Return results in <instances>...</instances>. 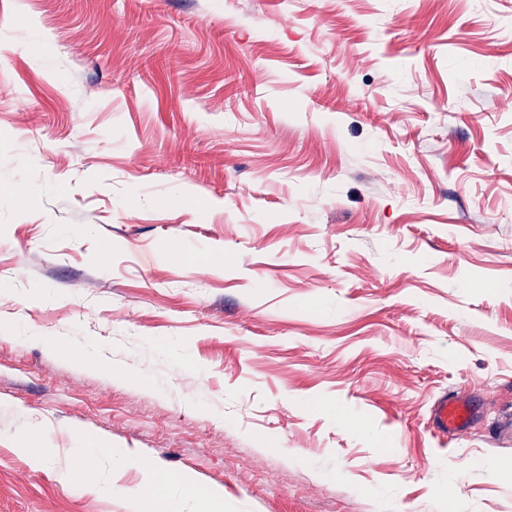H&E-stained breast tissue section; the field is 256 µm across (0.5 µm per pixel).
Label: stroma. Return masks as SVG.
<instances>
[{"label":"stroma","instance_id":"1","mask_svg":"<svg viewBox=\"0 0 512 512\" xmlns=\"http://www.w3.org/2000/svg\"><path fill=\"white\" fill-rule=\"evenodd\" d=\"M509 421L512 0H0V512H128L79 428L161 512H512ZM478 413L471 397L444 394L438 397L430 410L433 430L439 437L454 441L458 433L466 430ZM14 451L25 456L35 467H46L50 461L52 449L37 438L24 437L19 440ZM93 439V447L80 450L72 460L70 468L58 474V481L65 487L77 488L83 485L85 477L94 471L102 457L111 458L113 463L124 469H133L141 478V487L137 492L131 493L134 498L133 512L158 511L155 501L149 494V489L160 476L159 466L152 460L130 453L118 452L112 444L102 437ZM175 487L180 493L181 500L191 506L189 512H223L224 491L220 488H211L203 497L196 491L195 480L184 473L175 482Z\"/></svg>","mask_w":512,"mask_h":512}]
</instances>
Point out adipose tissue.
Listing matches in <instances>:
<instances>
[{"label": "adipose tissue", "mask_w": 512, "mask_h": 512, "mask_svg": "<svg viewBox=\"0 0 512 512\" xmlns=\"http://www.w3.org/2000/svg\"><path fill=\"white\" fill-rule=\"evenodd\" d=\"M76 438L82 442L92 441L93 446L91 449L78 451L70 468L59 473L58 480L63 486H82L86 476L96 469L99 459L108 457L121 468L137 471L141 478V487L133 494V512H155L156 503L149 494L150 488L160 476V468L155 462L143 456L117 451L103 438L92 439L81 431L77 432ZM175 486L181 501L171 504V512H224L222 489L213 488L206 493H198L194 478L187 473L177 478Z\"/></svg>", "instance_id": "1"}]
</instances>
